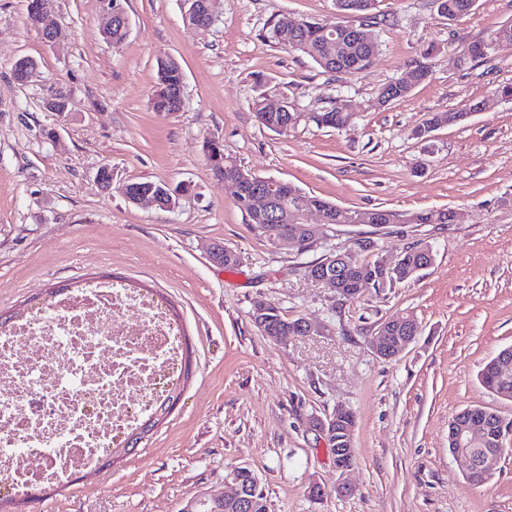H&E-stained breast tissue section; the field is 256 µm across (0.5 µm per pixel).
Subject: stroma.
Masks as SVG:
<instances>
[{
  "mask_svg": "<svg viewBox=\"0 0 512 512\" xmlns=\"http://www.w3.org/2000/svg\"><path fill=\"white\" fill-rule=\"evenodd\" d=\"M29 0H0V314L75 281L122 276L170 299L182 320L193 373L180 401L136 451L107 467L45 487L26 512H182L199 495H221L234 467L260 479L268 512H512V448L474 482L448 451V422L485 407L512 418V401L479 382L483 366L512 346V42L460 64L462 42L512 23V0H477L455 19L433 0H378L382 45L355 75L324 71L278 48L270 26L288 18L355 23L336 0H219L206 29L188 24V0H125L130 32L100 34V0H57L43 41ZM434 45L431 76L392 104L378 90ZM184 74V105L156 112L150 97L160 59ZM33 58L37 75L16 82ZM60 87L64 115L44 101ZM287 103L301 118L288 132L255 118L253 101ZM349 105V122L320 127L312 113ZM464 120L414 137L431 114ZM215 140L245 170L283 180L354 210L450 208L454 224L303 226L305 250L277 249L255 234L224 188L205 144ZM112 181L183 190L177 209L130 204L102 190ZM373 248H366V241ZM220 242L233 269L206 251ZM429 246L433 265L415 278L340 298L305 276L306 266L349 254L368 262ZM264 300L318 332L277 342L252 318ZM414 316L421 332L397 358L370 339L387 317ZM356 419L354 461L335 469L332 445L311 417L337 406ZM346 480L357 488L340 496ZM327 494L310 495L312 483Z\"/></svg>",
  "mask_w": 512,
  "mask_h": 512,
  "instance_id": "stroma-1",
  "label": "stroma"
}]
</instances>
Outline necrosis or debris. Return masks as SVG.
<instances>
[{"instance_id":"obj_1","label":"necrosis or debris","mask_w":512,"mask_h":512,"mask_svg":"<svg viewBox=\"0 0 512 512\" xmlns=\"http://www.w3.org/2000/svg\"><path fill=\"white\" fill-rule=\"evenodd\" d=\"M139 319L124 320L128 309ZM182 335L146 292L95 281L0 329V486L92 470L178 380Z\"/></svg>"}]
</instances>
